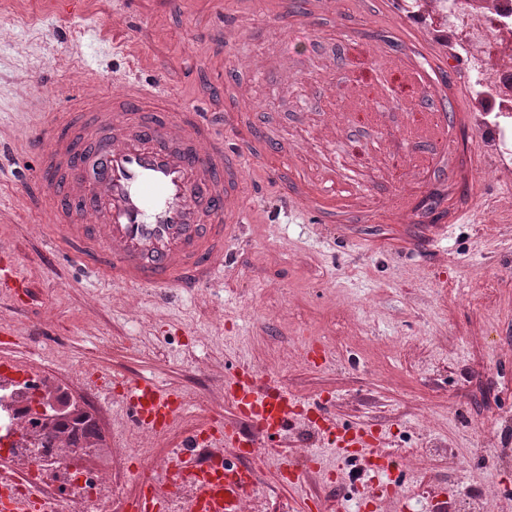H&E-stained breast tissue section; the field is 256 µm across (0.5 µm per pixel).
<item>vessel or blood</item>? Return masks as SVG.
Listing matches in <instances>:
<instances>
[{"instance_id":"b4317fda","label":"vessel or blood","mask_w":512,"mask_h":512,"mask_svg":"<svg viewBox=\"0 0 512 512\" xmlns=\"http://www.w3.org/2000/svg\"><path fill=\"white\" fill-rule=\"evenodd\" d=\"M360 16L370 23L360 47L376 74L378 101L399 98L411 89V113L402 131L407 142L447 134L452 120L472 130L474 155L490 166L500 164V123L477 111L476 94L453 67L455 43L447 28L428 15L407 9L405 0H286L278 22L290 30L310 29L331 19L347 26ZM267 58L237 54L228 76L213 88L229 94L232 110L250 98L249 81L270 74ZM343 97L352 110L364 99L352 77L328 78L320 97ZM222 118L194 109L172 113L149 106L135 86L96 98L92 109L58 113L33 130L28 139L37 154L33 181L47 189L45 208L60 229L52 251L92 273L97 280L130 288L171 287L192 293L210 285L223 265L224 243L235 225L255 221V207L241 187L248 175L249 143L226 144ZM266 177L277 199L297 212L312 213L320 224L336 221V174L327 172L321 198L306 194L287 168H268ZM417 219L406 195L396 196L383 212L384 224H411ZM91 382L108 390L119 385L134 426L160 436L170 431L187 406L186 395L163 389L147 378L115 381L104 369L90 371ZM232 416L211 421L189 433L166 459L163 480L178 488L191 479L188 512H246L248 495L260 484L258 469L225 461L227 451L258 448L281 437L300 415L301 400L277 382L239 365L224 379L221 391ZM341 451L361 461L373 445L371 431H347ZM279 475L292 485L303 475L320 474L315 455L282 459ZM377 497L405 512L401 485L378 481ZM137 512H164L155 485L138 483ZM39 494L18 495L14 477L0 467V512H43Z\"/></svg>"}]
</instances>
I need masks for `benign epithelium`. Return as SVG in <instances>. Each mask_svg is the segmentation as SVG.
Instances as JSON below:
<instances>
[{
    "label": "benign epithelium",
    "mask_w": 512,
    "mask_h": 512,
    "mask_svg": "<svg viewBox=\"0 0 512 512\" xmlns=\"http://www.w3.org/2000/svg\"><path fill=\"white\" fill-rule=\"evenodd\" d=\"M29 409L35 417L34 429L43 434L46 441L52 442L57 437L66 435L76 438L83 447H101L99 434L86 427L85 421L89 419V415L79 403L62 395L54 399L42 396Z\"/></svg>",
    "instance_id": "7a95c632"
}]
</instances>
